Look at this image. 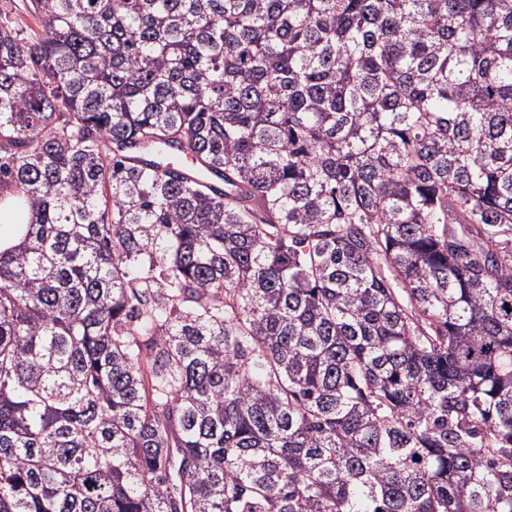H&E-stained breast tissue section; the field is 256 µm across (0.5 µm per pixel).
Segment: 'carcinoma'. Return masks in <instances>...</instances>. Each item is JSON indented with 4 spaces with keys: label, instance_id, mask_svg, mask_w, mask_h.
<instances>
[{
    "label": "carcinoma",
    "instance_id": "carcinoma-1",
    "mask_svg": "<svg viewBox=\"0 0 512 512\" xmlns=\"http://www.w3.org/2000/svg\"><path fill=\"white\" fill-rule=\"evenodd\" d=\"M25 14L0 512H512V0Z\"/></svg>",
    "mask_w": 512,
    "mask_h": 512
}]
</instances>
